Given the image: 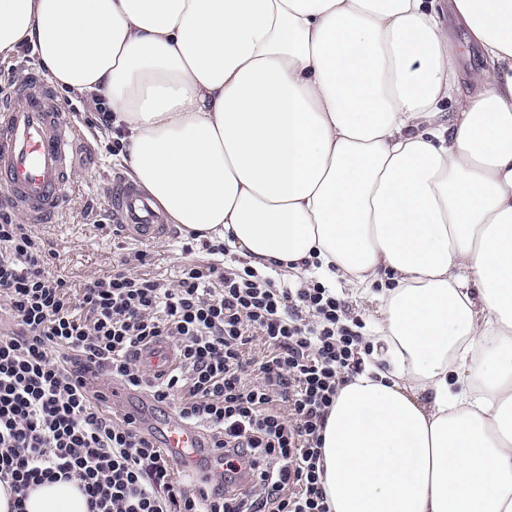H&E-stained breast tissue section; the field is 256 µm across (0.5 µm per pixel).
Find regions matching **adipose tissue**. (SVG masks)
Masks as SVG:
<instances>
[{"label":"adipose tissue","mask_w":512,"mask_h":512,"mask_svg":"<svg viewBox=\"0 0 512 512\" xmlns=\"http://www.w3.org/2000/svg\"><path fill=\"white\" fill-rule=\"evenodd\" d=\"M448 8L487 61L467 94L429 0H0V57L105 99L167 223L376 301L331 512H512V0ZM25 509L88 512L63 481Z\"/></svg>","instance_id":"adipose-tissue-1"}]
</instances>
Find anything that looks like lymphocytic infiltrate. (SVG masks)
<instances>
[{
	"instance_id": "obj_1",
	"label": "lymphocytic infiltrate",
	"mask_w": 512,
	"mask_h": 512,
	"mask_svg": "<svg viewBox=\"0 0 512 512\" xmlns=\"http://www.w3.org/2000/svg\"><path fill=\"white\" fill-rule=\"evenodd\" d=\"M184 265L177 285L120 264L72 291L25 224L0 223V483H77L90 512H330L322 435L370 344L319 280L276 281L246 261ZM178 362L151 376L139 350ZM147 391L224 451V473L188 488L154 433L106 407L102 381Z\"/></svg>"
}]
</instances>
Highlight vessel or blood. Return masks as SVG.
I'll return each instance as SVG.
<instances>
[{
  "mask_svg": "<svg viewBox=\"0 0 512 512\" xmlns=\"http://www.w3.org/2000/svg\"><path fill=\"white\" fill-rule=\"evenodd\" d=\"M76 134L45 78L29 72L26 78L0 92V211L16 210L25 223H54L63 209L75 169ZM106 195L122 237L150 244L173 236L174 231L131 180L109 179ZM151 374L168 371L177 362L172 344L158 342L140 354ZM160 444L174 468L187 462L213 464L219 450L206 448L198 430L169 418Z\"/></svg>",
  "mask_w": 512,
  "mask_h": 512,
  "instance_id": "b4317fda",
  "label": "vessel or blood"
}]
</instances>
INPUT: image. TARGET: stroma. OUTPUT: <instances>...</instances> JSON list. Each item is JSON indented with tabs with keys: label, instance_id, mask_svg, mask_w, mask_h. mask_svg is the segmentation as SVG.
Here are the masks:
<instances>
[{
	"label": "stroma",
	"instance_id": "1",
	"mask_svg": "<svg viewBox=\"0 0 512 512\" xmlns=\"http://www.w3.org/2000/svg\"><path fill=\"white\" fill-rule=\"evenodd\" d=\"M443 23L456 53L463 85L473 87L484 66L482 53L451 13H444ZM53 94L57 103L74 116L78 136L76 170L68 190L66 208L57 223L37 224L33 230L46 248L55 253V270L72 288L79 289L89 279L111 274L113 265L136 250L134 244L108 230L111 216L102 191L104 180L114 173L125 172L126 166L119 154L112 151V143L117 139L114 129L97 122L96 109L88 105L83 95L68 94L58 88ZM186 239V232L181 229L165 241L147 245L148 257L141 267L142 272L173 285L184 264L210 262V255L200 250L192 254L182 253Z\"/></svg>",
	"mask_w": 512,
	"mask_h": 512
}]
</instances>
